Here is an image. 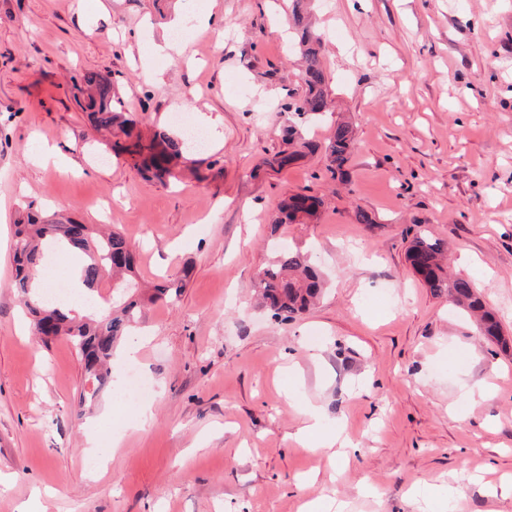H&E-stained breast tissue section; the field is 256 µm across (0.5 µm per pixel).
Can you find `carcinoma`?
<instances>
[{"label": "carcinoma", "instance_id": "cac0c4a2", "mask_svg": "<svg viewBox=\"0 0 512 512\" xmlns=\"http://www.w3.org/2000/svg\"><path fill=\"white\" fill-rule=\"evenodd\" d=\"M295 0L293 26L302 47V80L305 94L292 105L301 117L326 110V76L320 60L321 38L310 30L301 6ZM83 97V108L97 129L113 133L112 152L117 158L125 155L135 160V166L149 179L163 181L175 177L173 169L183 159L186 141L167 129H156L144 135L138 128L141 120L132 112L116 109L112 83L94 71L82 75L76 84ZM285 148L266 164L275 169L290 166L304 157V150L317 146L301 141L295 127L285 129ZM354 146L352 130L347 124H338L324 146L327 169L332 175L345 176V166ZM321 201L303 193L293 194L278 206L272 220L273 227L295 224L317 215ZM67 245L83 255L80 277L88 290L95 292L100 285L112 281V293L127 289L121 304L100 309L99 301L91 305V312L81 317L66 313L62 304L48 302L44 297L32 296L31 278L37 268L47 261L44 243ZM14 286L24 305L34 316V331L50 340L52 336H66L77 351L86 381L91 384V395L107 383L108 363L119 341L138 323L144 303L174 304L185 287V281L157 284L146 297L137 295V284L118 280L116 276H134L137 248L124 233L113 231L92 237L89 228L72 220L45 219L28 213L26 220L15 224ZM443 245L425 234L414 237L408 249V261L413 271L434 294H445L453 304L477 317L479 333L491 341L505 343L496 314L487 309L474 283L464 277H450L442 263ZM324 279L311 258L299 251L282 249L275 260L263 271L256 285L263 306L275 319L289 320L305 312L321 295Z\"/></svg>", "mask_w": 512, "mask_h": 512}]
</instances>
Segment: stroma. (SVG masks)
<instances>
[{
    "instance_id": "35a3bbf8",
    "label": "stroma",
    "mask_w": 512,
    "mask_h": 512,
    "mask_svg": "<svg viewBox=\"0 0 512 512\" xmlns=\"http://www.w3.org/2000/svg\"><path fill=\"white\" fill-rule=\"evenodd\" d=\"M206 2L0 0V512H421L415 490L444 480L463 487L455 512H512V0H305L329 110L302 118L287 111L304 93L293 0H217L219 39L196 25ZM177 16L169 56L156 45ZM87 71L144 132L177 130V112L213 119L189 173L162 184L113 157L74 101ZM341 122L345 177L320 151L267 166L283 126L322 145ZM297 192L322 199L318 219L272 230ZM30 209L122 231L141 285L191 269L175 305L147 306L122 338L138 358L114 353L86 399L75 349L32 334L13 286ZM423 231L497 310L505 343L415 276ZM284 245L327 281L288 321L255 300ZM132 367L155 388L147 418L118 400ZM485 385L491 400L460 402ZM309 402L355 452L297 441Z\"/></svg>"
}]
</instances>
